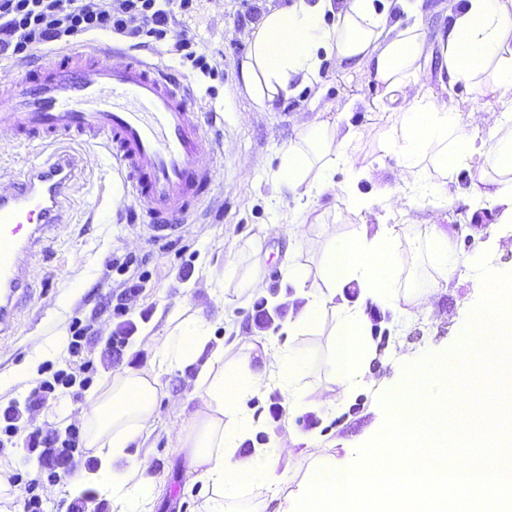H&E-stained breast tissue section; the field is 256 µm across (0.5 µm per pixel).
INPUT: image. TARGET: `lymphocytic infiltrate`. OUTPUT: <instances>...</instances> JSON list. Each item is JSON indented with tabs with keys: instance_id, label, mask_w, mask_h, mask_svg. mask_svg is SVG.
Returning a JSON list of instances; mask_svg holds the SVG:
<instances>
[{
	"instance_id": "lymphocytic-infiltrate-1",
	"label": "lymphocytic infiltrate",
	"mask_w": 512,
	"mask_h": 512,
	"mask_svg": "<svg viewBox=\"0 0 512 512\" xmlns=\"http://www.w3.org/2000/svg\"><path fill=\"white\" fill-rule=\"evenodd\" d=\"M191 0H0V47L23 53L89 33L165 37Z\"/></svg>"
}]
</instances>
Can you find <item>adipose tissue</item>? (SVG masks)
I'll use <instances>...</instances> for the list:
<instances>
[{
	"label": "adipose tissue",
	"instance_id": "adipose-tissue-1",
	"mask_svg": "<svg viewBox=\"0 0 512 512\" xmlns=\"http://www.w3.org/2000/svg\"><path fill=\"white\" fill-rule=\"evenodd\" d=\"M445 9L450 22L437 36L440 73L451 84L486 97V108L469 118L473 127L488 126L492 142H477L447 101L422 92L430 57L420 23L425 0H289L268 8L254 25L240 64L242 84L257 104L270 110L317 83L323 59L334 60L346 72L368 69L383 90L380 149L400 159L398 182L378 186V203L389 213H404V191L415 186L427 163L435 172L425 183L428 199L452 205L451 185L466 168L470 195L502 207L503 220L512 223V123L497 110L512 94V0H450ZM359 140L340 116L301 122L275 172L277 206L289 243L301 244L305 226L321 222L313 199L327 190L356 208H369V201L353 196L354 184L371 178L373 171L360 161ZM340 164L348 178L337 184L333 176ZM425 232L444 259L435 279L415 288L400 285L406 260L392 224L359 225L348 240L334 246L322 288L310 271L283 259L293 288L287 298L289 336L310 330L323 315L344 314L332 362L337 401L351 393L350 375L363 370L367 355L364 314L348 310L347 290L357 289L381 305L417 306L453 278L457 259L449 250L447 229L431 221ZM224 354L223 342L213 341L201 317L187 319L182 310H174L153 363L103 380L91 398L82 419L99 467L93 473L75 471L71 484L99 482L110 497L111 512H154L161 485L148 475L146 463L129 458L126 450L151 433L160 375L196 361L198 406L178 428L177 443L187 459L186 483L200 482L209 490L199 512H264L269 499L279 500L287 512V492L277 469L281 459L293 458L297 438H289L261 465L237 457L236 450L249 401L272 386L289 395L302 364L290 347L276 342L264 345L257 366L234 372L225 370Z\"/></svg>",
	"mask_w": 512,
	"mask_h": 512
}]
</instances>
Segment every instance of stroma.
<instances>
[{"label": "stroma", "instance_id": "obj_1", "mask_svg": "<svg viewBox=\"0 0 512 512\" xmlns=\"http://www.w3.org/2000/svg\"><path fill=\"white\" fill-rule=\"evenodd\" d=\"M269 4L270 0H192L189 11L177 13L176 31L192 37L197 53L217 67L212 78L173 51L174 34L144 46L114 37L115 45L161 63L175 79L190 84L198 111L217 113L215 131L221 145L199 160L211 169L213 183L198 213L162 238L136 211L132 193H124L122 202L113 204L112 192L120 183L110 161L83 147L85 172L70 197L68 225L44 230L41 248L28 257L30 288L12 329L0 334V404L12 401L21 407L19 425L26 431L62 436L67 429L82 428V411L95 384L104 377L149 366L166 317L177 305H184L190 315L202 313L211 323L212 335L223 341L230 364L255 355L270 340L285 338L287 316L266 319L251 299L243 306H232L235 280L226 281L223 289L213 288L204 269L229 260L243 271L257 264L267 284L265 298L276 303L287 291L282 254L288 240L275 207L272 175L288 143L295 140L298 123L309 119L312 109L323 110L330 118L337 105L353 102L348 120L360 133L361 156L373 165L377 177L373 183L360 181L358 192L372 193L379 182L395 184L397 159L379 149L383 123L375 103L380 91L367 70L342 73L332 62H324L318 83L273 112L259 107L246 93L239 65L248 50L252 26ZM424 88L452 104L463 124L469 113L486 106L485 98L470 89L442 86L435 58L428 64ZM50 155L47 148L15 144L12 132L0 129V175L19 174ZM408 196L406 220L412 228L400 239L408 259L404 285L433 273L429 249L413 230L426 220L451 225L460 258L454 277L408 313L360 299L370 352L362 385L339 410L328 405L336 390L330 371L334 318L325 315L313 329L296 337L292 346L304 369L293 391L305 394L309 406L284 413V399L276 389L253 399L255 417L247 425L238 457L254 456L260 447L274 452L277 440L292 433L305 438L308 446L291 463H280L282 478H289L291 469L307 470L313 460L331 454L339 464L351 466L357 449L380 433L386 417L380 399L401 388L406 365L431 354H445L460 341L483 292L475 267L479 257H486L490 270L512 272V223H499L497 209L482 206L472 213L459 205L439 210L428 203L420 184L409 189ZM317 206L325 212L323 224L308 228L307 246L288 249L297 264L313 272L323 268L332 244L348 238L357 225L395 221L380 206L360 213L329 192L318 198ZM469 213L478 230L474 236L460 227ZM118 303L124 304V314L114 313ZM76 321L89 327L85 354L94 364L91 384L57 388L43 407L29 406L32 390L55 371L67 368V356L48 354L47 349L58 342L69 343ZM193 372L189 366L161 375L155 429L147 440L135 441L127 450L129 456L145 461L149 475L165 487L155 512H194L205 492L201 485L185 484L184 457L174 450L178 425L197 405ZM0 466L25 476L40 475L36 493L43 512H69V505L80 502L85 503V512H110L98 483L73 487L66 478L43 473L38 452L22 443L7 445L0 453Z\"/></svg>", "mask_w": 512, "mask_h": 512}]
</instances>
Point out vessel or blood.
Here are the masks:
<instances>
[{"label": "vessel or blood", "instance_id": "b4317fda", "mask_svg": "<svg viewBox=\"0 0 512 512\" xmlns=\"http://www.w3.org/2000/svg\"><path fill=\"white\" fill-rule=\"evenodd\" d=\"M194 91L169 70L100 37L76 50L46 53L22 80L0 77V126L25 144L67 139L95 148L130 184L158 233L195 212L213 182L198 156L213 152L211 117L194 112ZM83 156L65 152L0 181V334L12 327L29 285L25 261L45 228L63 227Z\"/></svg>", "mask_w": 512, "mask_h": 512}]
</instances>
